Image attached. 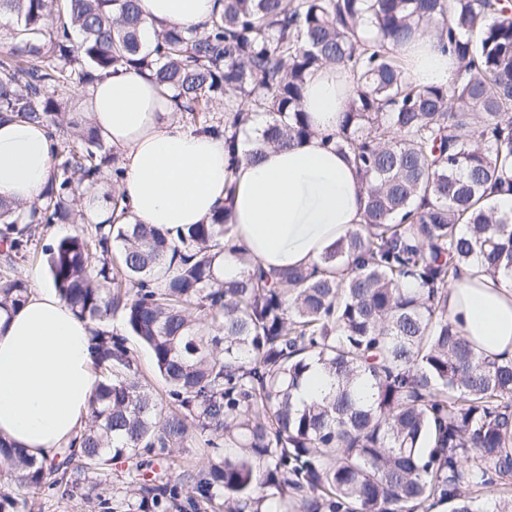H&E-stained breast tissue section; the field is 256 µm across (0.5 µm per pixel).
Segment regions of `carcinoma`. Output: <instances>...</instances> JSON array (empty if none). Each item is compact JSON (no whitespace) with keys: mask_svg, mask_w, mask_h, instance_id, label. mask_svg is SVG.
<instances>
[{"mask_svg":"<svg viewBox=\"0 0 512 512\" xmlns=\"http://www.w3.org/2000/svg\"><path fill=\"white\" fill-rule=\"evenodd\" d=\"M16 16L0 55V119L48 130L53 177L24 205L0 200L5 263L38 229L88 224L48 251L52 284L90 323L102 381L80 450L46 466L0 440V474H19L0 512H34L51 487L112 512L96 492L115 458L140 477L126 512H512V360L478 353L448 315L475 260L512 271V0H224L201 31L165 27L143 46L137 0H0ZM430 35L456 61L445 85L420 86L401 47ZM348 68L347 110L326 143L360 179L365 223L309 268L259 266L229 281L230 203L176 234L114 224L124 169L62 94L120 67L149 74L176 111L224 138L225 164L317 135L303 91L319 68ZM222 101L224 116L205 112ZM263 113L261 135L241 136ZM112 183L107 217L77 206ZM465 225L468 234L460 232ZM28 297L0 281V310ZM121 316L150 352L164 392L105 328ZM332 392L297 407L311 364ZM205 448L191 479L147 478L143 455Z\"/></svg>","mask_w":512,"mask_h":512,"instance_id":"obj_1","label":"carcinoma"}]
</instances>
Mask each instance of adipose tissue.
Instances as JSON below:
<instances>
[{
  "label": "adipose tissue",
  "mask_w": 512,
  "mask_h": 512,
  "mask_svg": "<svg viewBox=\"0 0 512 512\" xmlns=\"http://www.w3.org/2000/svg\"><path fill=\"white\" fill-rule=\"evenodd\" d=\"M141 38L152 43L162 27L202 29L219 0H140ZM414 78L447 82L455 64L422 36L401 49ZM348 69L330 64L307 81L303 106L320 131L335 129L345 111ZM89 116L122 156L119 188L124 224L174 231L201 223L232 203V236L240 254H224L219 276L231 279L250 259L267 272L316 262L336 239L362 224L355 170L347 156L318 136L287 148H267L256 162L225 172L224 140L179 122L168 96L148 77L125 68L103 75L83 94ZM53 174L52 141L44 128L0 120V200L29 203ZM233 192H226V183ZM25 304L0 311V440L43 463L85 429L100 380L91 326L44 289L39 270L28 273ZM451 319L477 351L512 358V273L477 263L465 268L449 298Z\"/></svg>",
  "instance_id": "adipose-tissue-1"
}]
</instances>
